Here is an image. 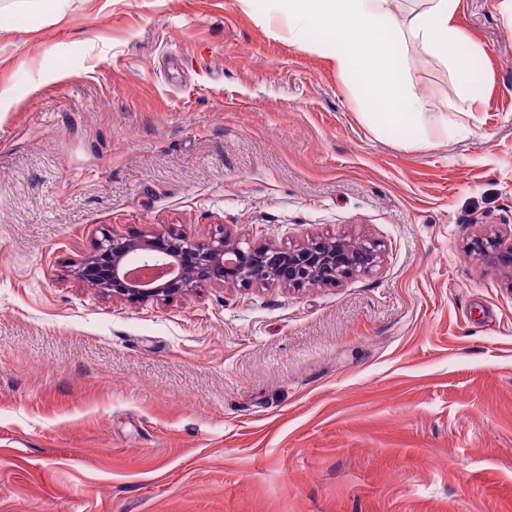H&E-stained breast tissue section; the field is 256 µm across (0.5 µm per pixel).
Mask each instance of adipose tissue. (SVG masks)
Listing matches in <instances>:
<instances>
[{"mask_svg": "<svg viewBox=\"0 0 512 512\" xmlns=\"http://www.w3.org/2000/svg\"><path fill=\"white\" fill-rule=\"evenodd\" d=\"M288 20V36L305 44L309 31L327 40L319 49L336 64L356 95L371 106L363 118L373 129L391 126L429 141L427 129L447 125L444 112L428 113L426 103L407 79L408 45L419 46L456 70L461 92L458 112L469 109L473 79L467 64L476 50L454 18L459 0H419L406 20L398 18L399 0H268Z\"/></svg>", "mask_w": 512, "mask_h": 512, "instance_id": "adipose-tissue-1", "label": "adipose tissue"}]
</instances>
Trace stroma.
<instances>
[{"instance_id": "35a3bbf8", "label": "stroma", "mask_w": 512, "mask_h": 512, "mask_svg": "<svg viewBox=\"0 0 512 512\" xmlns=\"http://www.w3.org/2000/svg\"><path fill=\"white\" fill-rule=\"evenodd\" d=\"M0 0V512H512V12L459 0L472 115L373 131L265 0ZM431 111L457 75L411 47ZM376 244L335 286L145 303L107 235ZM471 250L483 255L485 258L504 270H512V236L508 244L484 238H476L470 246Z\"/></svg>"}]
</instances>
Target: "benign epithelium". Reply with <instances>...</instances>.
<instances>
[{"label":"benign epithelium","mask_w":512,"mask_h":512,"mask_svg":"<svg viewBox=\"0 0 512 512\" xmlns=\"http://www.w3.org/2000/svg\"><path fill=\"white\" fill-rule=\"evenodd\" d=\"M471 250L512 270V241L476 238ZM372 244L354 250L344 238L311 239L280 248L241 245L226 232L198 242L183 232L157 228L147 235L107 236L74 269L77 279L100 292L133 302L183 295L205 284L309 288L336 285L379 263Z\"/></svg>","instance_id":"1"}]
</instances>
